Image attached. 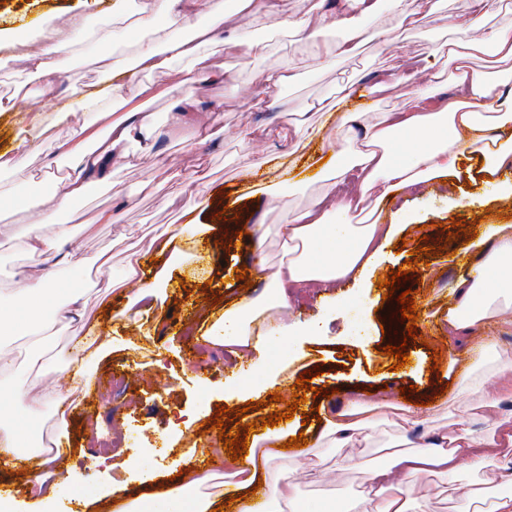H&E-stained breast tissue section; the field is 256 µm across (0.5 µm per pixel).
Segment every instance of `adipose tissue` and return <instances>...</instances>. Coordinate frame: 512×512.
<instances>
[{
	"label": "adipose tissue",
	"mask_w": 512,
	"mask_h": 512,
	"mask_svg": "<svg viewBox=\"0 0 512 512\" xmlns=\"http://www.w3.org/2000/svg\"><path fill=\"white\" fill-rule=\"evenodd\" d=\"M239 11H225L220 0H139L134 11L114 7L112 20L93 35L100 50L95 63L103 75L99 90H89L80 74H73L63 107H56L60 96L57 57L74 49L73 31L54 30L49 41L29 42L22 55L26 74L38 89L26 104L17 96L0 97V112L16 116L19 152L0 159V172L8 173L36 156L34 142L46 131L44 112L56 107L57 120L67 133L66 172L59 182L45 184L33 180L49 207L28 224L23 246L35 259L77 261L78 250L66 225H58L54 235H46L45 224L61 213L73 197L104 181L114 162L125 158L128 145H137L142 155L155 154L149 117L143 104L124 95L127 84L139 75L157 76V83L143 86L141 95L165 96L174 104L167 114L171 129L189 131L192 140L209 137L210 116L198 109L194 100L181 96L176 65L185 62L204 79L215 78L203 49L220 45L236 55L262 56L269 52L267 41L245 33L239 23L247 14L250 23L270 27L281 24L296 32H308L305 55L300 65L265 73L248 90L253 100H263L280 87L293 82L299 67L321 68L330 59L357 52L366 42L386 50L397 42L401 28H418L431 23L441 32H452L448 51L440 68L423 63L420 54L408 55L400 73L380 80L376 91L389 84H402L409 98L400 108L384 112H350L344 98L332 105L318 103L313 112L320 122L281 126L276 137L288 144L319 140L326 125L336 127V153L323 171L312 200L288 209L279 224L243 225L244 237L256 248L252 269L254 278L265 280L272 290L270 300L258 303L243 299L224 311V320L215 325L213 343L223 345L232 358L248 360L253 369L272 371L269 336H295L296 328L286 323L271 326L269 333L257 332L266 322L268 309L285 312L292 296L304 288H335L345 282L361 283L380 264L384 250L400 227L385 223L384 203L399 190L420 185L452 186L460 179L480 180L502 199L512 198V183L499 181L501 172L512 168V24L496 21L503 0H465L461 9L442 10L438 0H338L337 11H314L304 0H240ZM387 10L389 22L364 28V19ZM218 16L228 38H218L214 28L196 25L201 15ZM133 16L130 30L133 53L123 69L112 62L115 23ZM340 28L344 38L328 44L318 40V32ZM454 87L453 101L439 100L438 94ZM110 100L123 113L106 127H99L100 100ZM279 247L282 256L270 262L267 248ZM467 252L471 271L462 272L448 286V314L444 322L450 339L461 341L477 327L496 331L512 330V224H488L470 243ZM17 286L0 292V329L28 337L57 329L59 323L81 322L89 303L85 288H60L56 275L43 268H22ZM166 282L165 271H157L150 282H143L141 263L130 255L125 272L113 280V290L131 296L134 307L147 308ZM68 363L55 355L37 351L34 359L45 374L65 373L68 385L49 383L40 389H18L5 398L26 418H40L46 407L65 413L73 392L82 388L83 353L94 342V333L84 330L72 338ZM454 398L456 419L448 431L427 434L424 449L400 450L392 466L373 470L361 491L350 500L346 512H432L428 499L411 494L415 481L431 473L449 476L462 466L479 468L494 460L503 476L512 475V346L490 338L483 355L459 379ZM392 398L369 405L352 404L337 410L325 409L324 425L313 441L317 448H339L337 471L358 468L347 451L370 443L376 419L392 409ZM486 409L490 425L476 428L475 408ZM284 431L253 436L248 445V466L232 463L219 492L204 491L207 481L201 473L188 472L181 486L146 498L129 499L121 489L111 491V512H214L225 495L237 497L242 512H254L253 486L267 489L266 512H333L332 508L310 506L298 488V471L275 462L266 454L269 446L285 441ZM25 439L13 422L0 421V455L26 462L23 484L32 498L28 512H61V506L47 482L60 475L56 456L24 457Z\"/></svg>",
	"instance_id": "obj_1"
}]
</instances>
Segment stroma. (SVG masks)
Here are the masks:
<instances>
[{"label":"stroma","instance_id":"stroma-1","mask_svg":"<svg viewBox=\"0 0 512 512\" xmlns=\"http://www.w3.org/2000/svg\"><path fill=\"white\" fill-rule=\"evenodd\" d=\"M77 0H0V20L6 25L25 28L51 8L66 9ZM88 19L74 32L80 53L58 59L62 79L81 70L87 83L98 80L94 58L97 45L87 30L95 26ZM306 37L278 38L274 50L264 57H241L211 48L212 64L229 69L235 76L228 83L188 82L183 91L212 112L215 122L212 136L192 146L183 141V133L173 131L166 122L170 99L151 100L146 105L157 138L156 157H140L129 149L127 159L113 164L106 182L71 199L60 215L74 234L86 264L60 268V285L89 284L93 296L84 322L95 335L111 337L112 349L95 357L86 367L85 388L72 400L64 420H57L53 410H45L47 426L56 430V446L64 467L61 486L63 503L95 498L114 480L124 482L131 496L147 494L169 486L172 476L200 469L206 454L224 455L220 431L236 432L247 422H259L261 416L283 411L292 401L291 387H281V399L249 410L247 417L224 422L222 430L212 429L218 407H238V392L231 385L242 376L249 385L257 384L259 375L249 373L247 364L225 357L222 346L207 342L211 326L223 319L227 303L241 299L266 297V282L246 285L236 277L237 269L251 267L254 247L236 237V226L256 219L266 225L279 223L287 207L307 204L317 186L318 169L310 162L316 153L331 155L336 149V130L326 126L322 144L288 150L274 135L284 123L300 121L301 112L317 100L331 101L339 86L351 88L347 103L354 112H380L402 105L407 89L391 85L380 93L371 86L378 75L395 73L404 66L397 49L378 51L373 44H363L356 56L340 59L321 70L301 69L294 84L280 88L275 97L256 102L247 96L248 88L262 73L298 61L305 49ZM287 154L288 173L261 166L262 157ZM255 164L256 174L265 182L279 186L277 203L267 204L265 197L245 195L248 184L244 171ZM30 170L19 169L0 180V195L10 198L9 206L0 208V290L15 287V274L28 259L17 237L25 224L38 217L30 185ZM199 179L204 188L191 202L165 203L162 187L184 179ZM477 192L470 182L459 181L454 192L439 189L402 190L386 202L389 212L400 213L404 223L415 230L406 235L405 252L387 247L382 266L376 271V284L368 288L345 285L333 301H320L315 290L299 293L288 316L296 322H315L323 330L322 341L306 345V358L298 371H311L312 391L299 405L290 427H299L304 437H314L322 428L319 407L340 405L358 394L379 396L384 390L395 391L396 402L409 405L426 403L434 423L450 427L454 407L453 389L467 369L469 354L462 344L447 342L441 332L440 316L448 306V284L459 275L455 254L464 246L466 230L480 223L504 224L512 218L511 202L475 201ZM191 206L197 223L206 225V235L181 243L186 260L169 270L165 297L153 310L144 312L140 322L125 319L129 300L112 291L110 284L121 274L132 252L153 255L149 232L175 223L184 206ZM112 211L114 221L95 224L98 211ZM461 222L462 232L452 234L453 222ZM142 226L141 239L120 238L121 225ZM437 247V254L417 262L410 280L398 283L395 296H388L379 282L389 271L404 266L408 251ZM410 292L420 317L415 339H407L406 324L401 319L396 296ZM206 299L208 315H197L199 299ZM406 346L409 363L403 370L392 371V358L382 355L386 345ZM442 363H434L435 355ZM128 374L131 385L120 400L108 395L111 375ZM407 395H400V388ZM104 434L114 430L131 431L126 448L118 455L92 457L85 433ZM422 431L404 427L395 416L381 420L378 435L369 447L356 454L370 468L389 465L392 447L406 440L421 441ZM336 448L324 449V469L328 476L312 482L308 472L313 457L282 454L284 465L298 468L300 493L309 501L323 497L335 500L337 508L356 496L363 487L362 472L336 473L332 462L339 456Z\"/></svg>","mask_w":512,"mask_h":512}]
</instances>
